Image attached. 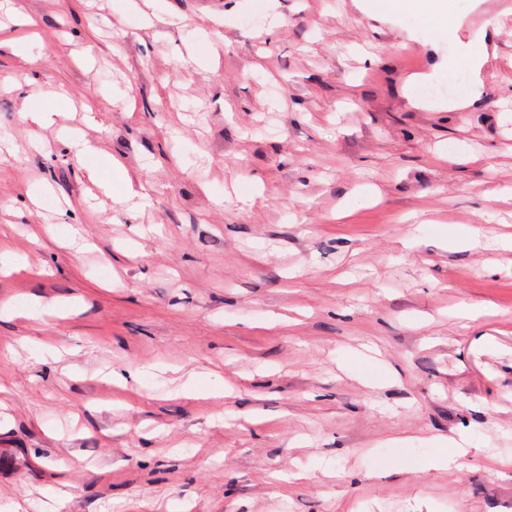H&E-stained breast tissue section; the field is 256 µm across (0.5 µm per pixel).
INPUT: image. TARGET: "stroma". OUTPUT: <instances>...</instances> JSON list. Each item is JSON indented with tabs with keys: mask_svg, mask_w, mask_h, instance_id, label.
Instances as JSON below:
<instances>
[{
	"mask_svg": "<svg viewBox=\"0 0 512 512\" xmlns=\"http://www.w3.org/2000/svg\"><path fill=\"white\" fill-rule=\"evenodd\" d=\"M498 4L442 0L499 31L457 109L458 44L402 7L13 0L36 24L0 22V304L54 315L0 316V512L65 480L60 512H512Z\"/></svg>",
	"mask_w": 512,
	"mask_h": 512,
	"instance_id": "stroma-1",
	"label": "stroma"
}]
</instances>
